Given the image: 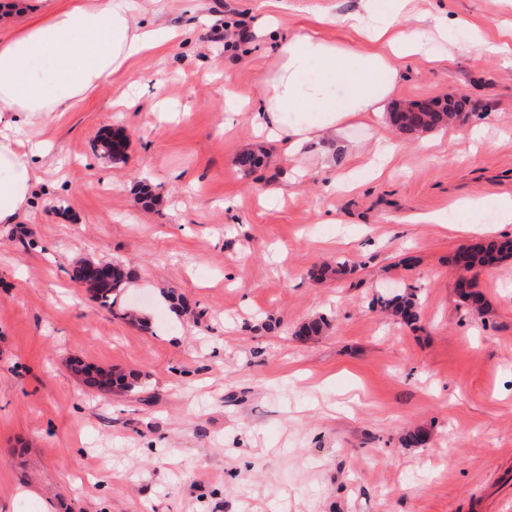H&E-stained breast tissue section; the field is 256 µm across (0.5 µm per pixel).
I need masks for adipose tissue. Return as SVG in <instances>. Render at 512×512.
I'll use <instances>...</instances> for the list:
<instances>
[{"mask_svg":"<svg viewBox=\"0 0 512 512\" xmlns=\"http://www.w3.org/2000/svg\"><path fill=\"white\" fill-rule=\"evenodd\" d=\"M376 23L350 44L322 24L285 36L276 63L258 77L259 121L289 155L307 153L322 132L349 117L385 112L400 96L405 59L428 40L431 17L405 11V0H367ZM10 21L0 35V224L25 213L46 144L28 128L91 98L127 64L161 46L158 30L138 27L131 0H0Z\"/></svg>","mask_w":512,"mask_h":512,"instance_id":"obj_1","label":"adipose tissue"}]
</instances>
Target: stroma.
<instances>
[{
    "mask_svg": "<svg viewBox=\"0 0 512 512\" xmlns=\"http://www.w3.org/2000/svg\"><path fill=\"white\" fill-rule=\"evenodd\" d=\"M136 2L138 26L173 40L33 127L51 154L27 213L0 224V512H512V260L479 271L482 315L451 263L512 239L493 207L512 198V0L426 4L447 31L406 59L401 97L465 99V123L417 139L347 121L301 157L268 143L250 173L235 158L252 112L222 114L225 88L256 97L275 64V35L254 23L275 15L285 36L320 19L347 41L364 0ZM479 39L493 50L471 52ZM114 131L129 137L121 165L100 147ZM385 147L381 174L363 176ZM143 182L162 206L141 207ZM466 199L477 207L456 223ZM82 257L135 271L123 302L148 327L71 281ZM339 261L357 272L308 278ZM389 285L416 290V324L382 312ZM319 313L329 330L297 340ZM75 361L142 385L98 396ZM416 427L427 443L403 447ZM474 277L460 278L455 284V290L459 298L472 310L482 314L487 301L481 291H479Z\"/></svg>",
    "mask_w": 512,
    "mask_h": 512,
    "instance_id": "1",
    "label": "stroma"
}]
</instances>
